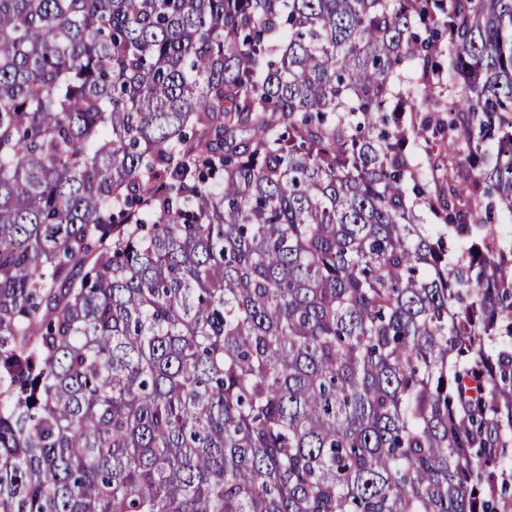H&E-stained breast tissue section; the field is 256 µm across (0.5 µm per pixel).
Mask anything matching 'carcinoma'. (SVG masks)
<instances>
[{
	"instance_id": "obj_1",
	"label": "carcinoma",
	"mask_w": 512,
	"mask_h": 512,
	"mask_svg": "<svg viewBox=\"0 0 512 512\" xmlns=\"http://www.w3.org/2000/svg\"><path fill=\"white\" fill-rule=\"evenodd\" d=\"M502 213L512 0H0V512H512Z\"/></svg>"
}]
</instances>
